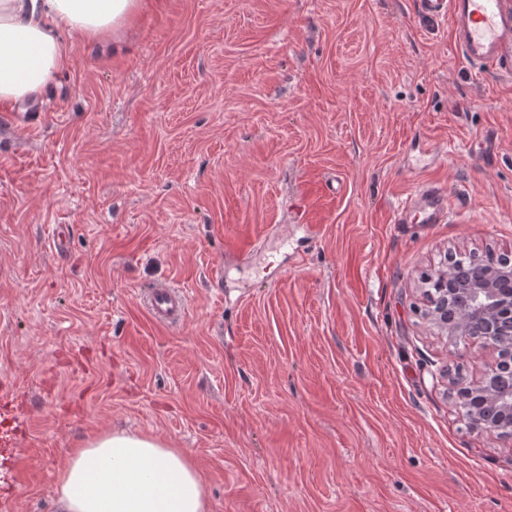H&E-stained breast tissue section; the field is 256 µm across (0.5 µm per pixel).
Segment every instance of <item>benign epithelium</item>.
Masks as SVG:
<instances>
[{
  "label": "benign epithelium",
  "instance_id": "7a95c632",
  "mask_svg": "<svg viewBox=\"0 0 512 512\" xmlns=\"http://www.w3.org/2000/svg\"><path fill=\"white\" fill-rule=\"evenodd\" d=\"M437 291H425L426 316L439 333L467 349L495 354L489 369L457 391L458 406L479 431L512 435V253L468 269L455 256L431 273Z\"/></svg>",
  "mask_w": 512,
  "mask_h": 512
}]
</instances>
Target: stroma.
Wrapping results in <instances>:
<instances>
[{
	"label": "stroma",
	"mask_w": 512,
	"mask_h": 512,
	"mask_svg": "<svg viewBox=\"0 0 512 512\" xmlns=\"http://www.w3.org/2000/svg\"><path fill=\"white\" fill-rule=\"evenodd\" d=\"M138 2L66 36L29 129L0 108V512H56L115 430L183 449L210 512H512V438L452 387L492 355L420 280L512 251V80L413 0ZM424 184L447 221L394 223ZM157 280L180 327L140 304ZM142 300L152 317L165 326H179L186 317L187 300L184 293L166 282L151 285Z\"/></svg>",
	"instance_id": "stroma-1"
}]
</instances>
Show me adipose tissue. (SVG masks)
I'll list each match as a JSON object with an SVG mask.
<instances>
[{
    "mask_svg": "<svg viewBox=\"0 0 512 512\" xmlns=\"http://www.w3.org/2000/svg\"><path fill=\"white\" fill-rule=\"evenodd\" d=\"M138 0H0V103L37 99L69 63L64 33L98 38L133 17ZM58 512H209L202 476L154 437L103 434L59 475Z\"/></svg>",
    "mask_w": 512,
    "mask_h": 512,
    "instance_id": "1",
    "label": "adipose tissue"
}]
</instances>
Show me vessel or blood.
<instances>
[{"label":"vessel or blood","mask_w":512,"mask_h":512,"mask_svg":"<svg viewBox=\"0 0 512 512\" xmlns=\"http://www.w3.org/2000/svg\"><path fill=\"white\" fill-rule=\"evenodd\" d=\"M415 5L427 20H450L462 59L479 67L482 76L512 79V0H415ZM447 215L446 190L425 185L398 206L394 221L439 224ZM142 300L152 317L165 326L181 325L186 317L184 293L168 283H154Z\"/></svg>","instance_id":"vessel-or-blood-1"}]
</instances>
